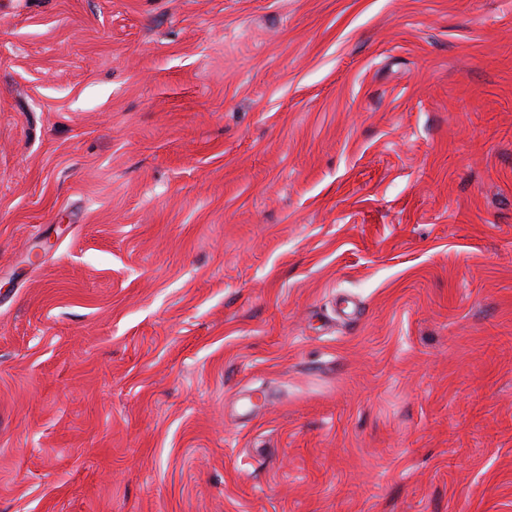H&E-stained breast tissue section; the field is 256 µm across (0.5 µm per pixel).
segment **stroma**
<instances>
[{"label":"stroma","mask_w":512,"mask_h":512,"mask_svg":"<svg viewBox=\"0 0 512 512\" xmlns=\"http://www.w3.org/2000/svg\"><path fill=\"white\" fill-rule=\"evenodd\" d=\"M0 512H512V0H0Z\"/></svg>","instance_id":"stroma-1"}]
</instances>
